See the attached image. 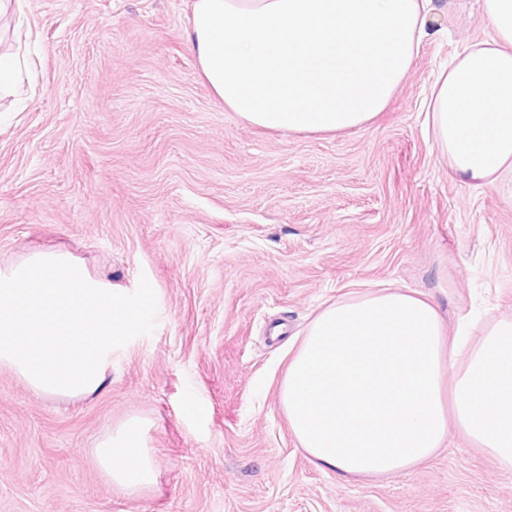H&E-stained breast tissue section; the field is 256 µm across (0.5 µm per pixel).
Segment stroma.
Returning <instances> with one entry per match:
<instances>
[{
	"label": "stroma",
	"instance_id": "stroma-1",
	"mask_svg": "<svg viewBox=\"0 0 512 512\" xmlns=\"http://www.w3.org/2000/svg\"><path fill=\"white\" fill-rule=\"evenodd\" d=\"M441 16L365 129L282 134L225 109L189 48L192 0H20L0 51V268L61 251L157 296L156 326L114 350L103 386L49 398L0 368V512H512V471L448 446L405 472L346 479L292 437L293 344L322 305L392 283L460 319L512 317V199L452 181L424 99L490 29ZM151 423L157 482L127 493L99 440Z\"/></svg>",
	"mask_w": 512,
	"mask_h": 512
}]
</instances>
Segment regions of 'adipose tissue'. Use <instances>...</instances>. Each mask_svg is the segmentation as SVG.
Returning a JSON list of instances; mask_svg holds the SVG:
<instances>
[{
	"mask_svg": "<svg viewBox=\"0 0 512 512\" xmlns=\"http://www.w3.org/2000/svg\"><path fill=\"white\" fill-rule=\"evenodd\" d=\"M491 36L434 77L425 99L449 177L512 197V0H477ZM451 0H193L200 74L225 109L288 133L367 127L412 70ZM293 437L345 477L408 471L448 445L512 469V318L478 342L449 341L437 305L397 287L348 296L310 322L280 393ZM145 420L101 440L95 460L121 490L153 486Z\"/></svg>",
	"mask_w": 512,
	"mask_h": 512,
	"instance_id": "1",
	"label": "adipose tissue"
}]
</instances>
